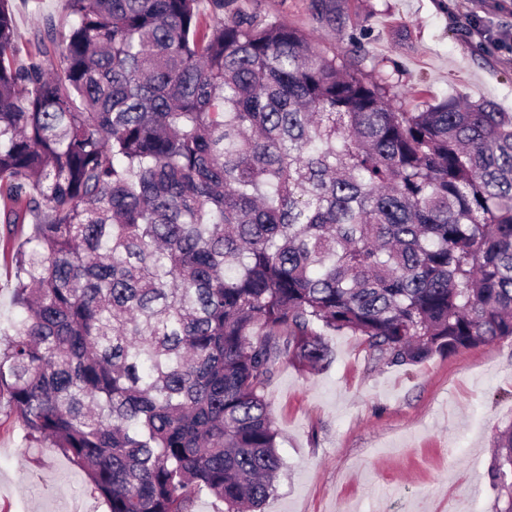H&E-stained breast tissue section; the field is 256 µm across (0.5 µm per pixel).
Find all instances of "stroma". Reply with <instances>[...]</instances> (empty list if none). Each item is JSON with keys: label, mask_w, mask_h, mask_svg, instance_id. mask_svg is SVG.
Instances as JSON below:
<instances>
[{"label": "stroma", "mask_w": 512, "mask_h": 512, "mask_svg": "<svg viewBox=\"0 0 512 512\" xmlns=\"http://www.w3.org/2000/svg\"><path fill=\"white\" fill-rule=\"evenodd\" d=\"M344 0L363 71L408 112L463 93L512 112V53L477 33L512 36V0ZM64 0H17L32 39ZM319 371L280 362L264 394L283 467L263 512H496L492 441L512 423V338L415 365L375 360L361 339L326 338ZM0 512H108L83 472L0 405Z\"/></svg>", "instance_id": "obj_1"}]
</instances>
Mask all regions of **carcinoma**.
Instances as JSON below:
<instances>
[{
	"mask_svg": "<svg viewBox=\"0 0 512 512\" xmlns=\"http://www.w3.org/2000/svg\"><path fill=\"white\" fill-rule=\"evenodd\" d=\"M26 56L0 0V400L109 512H257L264 389L324 333L387 364L512 337V112H418L241 0H66ZM345 31L342 0H311ZM512 512V424L496 437ZM3 247L0 242V308L5 314L12 311L11 307V288L13 285L12 272L3 261Z\"/></svg>",
	"mask_w": 512,
	"mask_h": 512,
	"instance_id": "cac0c4a2",
	"label": "carcinoma"
}]
</instances>
